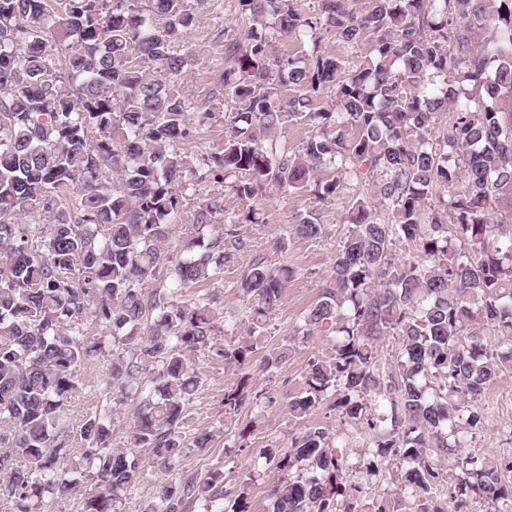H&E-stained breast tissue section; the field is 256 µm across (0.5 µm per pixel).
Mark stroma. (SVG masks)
<instances>
[{
	"label": "stroma",
	"instance_id": "1",
	"mask_svg": "<svg viewBox=\"0 0 512 512\" xmlns=\"http://www.w3.org/2000/svg\"><path fill=\"white\" fill-rule=\"evenodd\" d=\"M196 14L194 28L177 46L192 57L182 91L202 106L213 100L217 92L218 74L224 68L225 41L241 38L249 23L236 13L234 0H204ZM361 193V187L346 182L334 200L322 201L310 191L294 192L275 182L266 183L255 203L253 221L237 227L247 242L245 251L214 279L180 293L184 301L213 298L217 314L216 338L222 343L247 335L252 303L243 297L240 282L243 270L255 256L264 257L271 268L288 267L294 272L282 290L279 307L254 343L253 359L248 368L241 370L226 365L223 357L213 351L187 354L197 383L185 408L184 431L190 437L210 434L212 441L202 450L186 449L175 471L201 479L215 471L223 472L225 512H232L233 503L241 494L246 496L250 512H271V489L283 479L284 473L265 458L263 451L273 446L287 447L291 437L302 434L308 427L328 428L337 447L345 448L353 460L376 449L374 433L368 429L364 430L360 443L350 442V421L332 401H322L303 419L293 417L288 407L289 394L303 387L309 360H326L333 355V337L318 331L310 336L301 335L302 317L320 295V286L348 229L349 207ZM311 212L317 213L324 224L323 236L307 240L293 235V224ZM273 351L284 352V360L278 369L263 370L264 357ZM111 361L112 350L105 347L81 370L85 389L82 397L75 401L71 416L77 420L91 412L108 413L113 421L112 445L119 448L126 442L136 401L127 398L117 402L111 395L98 391L97 384ZM240 386L247 394L260 395L261 404L248 405L236 414H225V393ZM486 399L494 413L468 449L495 458L510 457L512 371L501 374L487 391ZM403 471L398 462H386L383 473L363 479V499L379 498L390 505L402 500Z\"/></svg>",
	"mask_w": 512,
	"mask_h": 512
}]
</instances>
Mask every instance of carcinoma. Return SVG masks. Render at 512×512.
<instances>
[{"label": "carcinoma", "instance_id": "carcinoma-1", "mask_svg": "<svg viewBox=\"0 0 512 512\" xmlns=\"http://www.w3.org/2000/svg\"><path fill=\"white\" fill-rule=\"evenodd\" d=\"M148 2L0 0V490L10 512L68 498L85 470L96 487L79 512H114L142 479L141 453L169 472L185 448L209 446V434L183 431L196 384L184 352L214 348L215 314L175 291L221 274L245 243L221 198L197 203L189 256L166 246L171 224L196 182L230 179L237 198L251 201L268 180L302 190L329 166L336 176L317 183L319 199L336 198L345 180L371 197L350 208L320 297L303 316V335L336 337L332 363L309 360L289 410L303 418L331 399L354 424L367 420L377 452L353 464L320 425L285 450L264 449L281 471L301 467L272 488V512H388L353 505L362 492L353 471L375 475L380 458L406 465L414 512H446L440 492L451 482L454 512H464L467 494L512 512V460L458 456L490 414L485 391L512 369V0H319L312 15L293 0H236L252 25L225 44L232 65L219 78L235 109L224 145L195 169L180 145L213 112L175 82L191 64L176 40L196 12L191 0ZM324 32L336 36V53L320 51ZM298 37L311 42L310 61L275 53ZM360 49L370 60L352 68ZM58 53L61 75L51 66ZM325 86L336 100L316 109ZM287 121L320 133L296 151L267 142ZM65 189L79 192L76 219L60 203ZM433 196L438 204H427ZM28 210L48 223H19ZM323 228L310 213L292 231L316 239ZM398 244L414 255L396 259ZM284 278L261 256L245 269L249 335L264 332ZM87 310L101 341L130 349L112 354L104 389L132 391L139 403L121 448L112 447L108 415H85L75 463L68 411L97 346L72 319ZM488 326L505 336L495 348ZM390 335L400 343L396 373L377 347ZM217 353L240 368L253 345L231 340ZM445 455L456 456L449 473ZM223 480L220 471L201 481L184 474L142 512H189L202 496L208 512H223Z\"/></svg>", "mask_w": 512, "mask_h": 512}]
</instances>
